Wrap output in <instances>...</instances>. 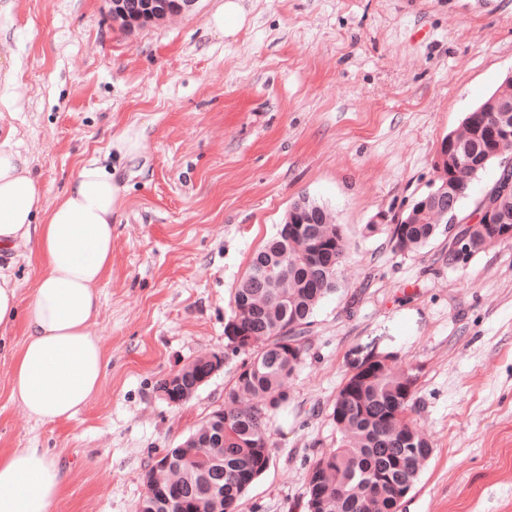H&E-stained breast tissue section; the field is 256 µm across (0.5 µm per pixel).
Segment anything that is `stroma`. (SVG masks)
<instances>
[{
	"label": "stroma",
	"mask_w": 512,
	"mask_h": 512,
	"mask_svg": "<svg viewBox=\"0 0 512 512\" xmlns=\"http://www.w3.org/2000/svg\"><path fill=\"white\" fill-rule=\"evenodd\" d=\"M223 2L126 28L109 0H0V140L47 203L91 162L122 194L102 388L68 421H28L9 400L22 331L1 327L0 449L59 460L54 512H136L146 472L223 406L241 360L180 406L157 382L223 353L234 288L306 196L350 247L237 512H305L336 395L371 351L415 376L410 417L433 447L402 512H512V242L454 265L447 229L403 253L374 222L427 193L443 138L512 75V0H237L217 32Z\"/></svg>",
	"instance_id": "obj_1"
}]
</instances>
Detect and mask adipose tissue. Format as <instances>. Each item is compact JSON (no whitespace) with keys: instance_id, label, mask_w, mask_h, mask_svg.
Here are the masks:
<instances>
[{"instance_id":"adipose-tissue-1","label":"adipose tissue","mask_w":512,"mask_h":512,"mask_svg":"<svg viewBox=\"0 0 512 512\" xmlns=\"http://www.w3.org/2000/svg\"><path fill=\"white\" fill-rule=\"evenodd\" d=\"M27 159L0 142V250L30 247L41 273L21 302L0 273V325L20 324L9 398L35 423L71 419L102 385L108 363L95 326L99 287L112 264V216L120 188L88 163L63 195L45 205ZM67 473L45 448L0 452V512H54Z\"/></svg>"}]
</instances>
